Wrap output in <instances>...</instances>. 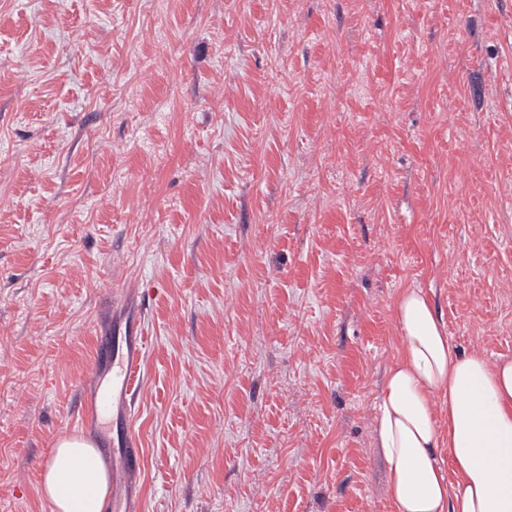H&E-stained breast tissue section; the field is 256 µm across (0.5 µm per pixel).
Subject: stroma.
Here are the masks:
<instances>
[{"label": "stroma", "instance_id": "stroma-1", "mask_svg": "<svg viewBox=\"0 0 512 512\" xmlns=\"http://www.w3.org/2000/svg\"><path fill=\"white\" fill-rule=\"evenodd\" d=\"M407 288L512 359V0H0V512L133 299L139 512H393Z\"/></svg>", "mask_w": 512, "mask_h": 512}]
</instances>
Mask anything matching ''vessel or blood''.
Here are the masks:
<instances>
[{
  "label": "vessel or blood",
  "instance_id": "vessel-or-blood-1",
  "mask_svg": "<svg viewBox=\"0 0 512 512\" xmlns=\"http://www.w3.org/2000/svg\"><path fill=\"white\" fill-rule=\"evenodd\" d=\"M143 320V310L135 309L125 320L113 322L111 332L102 334L94 377L84 392V423L112 421L111 436H98L97 444L111 465L113 512H137L139 508L135 484L141 458L133 418L135 399L145 384Z\"/></svg>",
  "mask_w": 512,
  "mask_h": 512
}]
</instances>
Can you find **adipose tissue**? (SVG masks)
I'll return each mask as SVG.
<instances>
[{"label": "adipose tissue", "mask_w": 512, "mask_h": 512, "mask_svg": "<svg viewBox=\"0 0 512 512\" xmlns=\"http://www.w3.org/2000/svg\"><path fill=\"white\" fill-rule=\"evenodd\" d=\"M396 317L399 354L374 418L395 512H512V360L454 349L421 289L400 293ZM38 490L55 512H103L109 474L89 440L67 436Z\"/></svg>", "instance_id": "1"}]
</instances>
